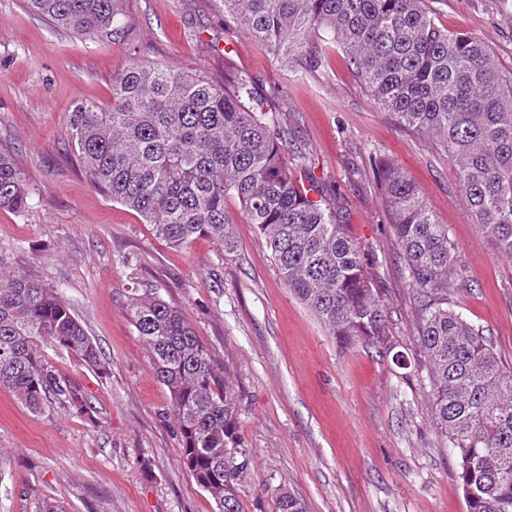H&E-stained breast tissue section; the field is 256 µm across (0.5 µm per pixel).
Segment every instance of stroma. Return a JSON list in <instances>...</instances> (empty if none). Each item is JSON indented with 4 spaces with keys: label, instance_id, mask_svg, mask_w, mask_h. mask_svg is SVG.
I'll return each instance as SVG.
<instances>
[{
    "label": "stroma",
    "instance_id": "35a3bbf8",
    "mask_svg": "<svg viewBox=\"0 0 512 512\" xmlns=\"http://www.w3.org/2000/svg\"><path fill=\"white\" fill-rule=\"evenodd\" d=\"M440 26L484 41L512 72V10L502 0H425ZM132 40L105 46L0 0V149L26 176L24 211L0 209V269L58 286L100 348L94 371L41 346L80 385L92 412L34 413L0 387V512H214L180 459L167 389L127 313L151 285L182 307L216 364H229L238 430L249 451L243 512H276L274 492L307 512H466L446 439L430 419L431 388L413 348V302L389 216L373 180L386 158L417 185L458 246L463 284L453 307L483 329L512 371V260L482 232L447 156L374 104L335 44L312 39L313 61L281 63L229 24L219 0H122ZM173 64L223 83L244 72L294 143L284 159L340 197L348 231L376 257L397 352L340 347L284 285L237 200L225 208L237 247L206 238L186 249L89 182L68 133L72 104L112 99L130 59ZM396 352V353H397Z\"/></svg>",
    "mask_w": 512,
    "mask_h": 512
}]
</instances>
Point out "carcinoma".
Segmentation results:
<instances>
[{"instance_id": "carcinoma-1", "label": "carcinoma", "mask_w": 512, "mask_h": 512, "mask_svg": "<svg viewBox=\"0 0 512 512\" xmlns=\"http://www.w3.org/2000/svg\"><path fill=\"white\" fill-rule=\"evenodd\" d=\"M224 17L286 62L316 33L356 67L378 108L449 157L472 215L512 258V73L499 71L479 39L437 24L424 0H221ZM54 25L102 44L130 30L120 0H24ZM268 102L253 79L233 88L171 66L132 59L112 76V101H79L69 134L92 185L182 248L200 237L232 251L226 199L238 200L271 252L284 285L336 342L394 348L378 266L346 229L343 207L304 164L283 155L288 133L269 129ZM372 175L390 215L402 275L414 304L413 332L432 389L430 418L453 449L467 512H512V371L483 330L448 301L463 281L458 247L414 182L394 163ZM22 170L0 152V208L23 211ZM128 313L170 395L181 460L215 503L242 512L248 452L238 434V395L182 309L155 289L131 295ZM50 341L87 367L98 345L55 287L0 272V387L33 412L66 403L91 409L80 386L55 373L39 344ZM277 512H306L287 492Z\"/></svg>"}]
</instances>
